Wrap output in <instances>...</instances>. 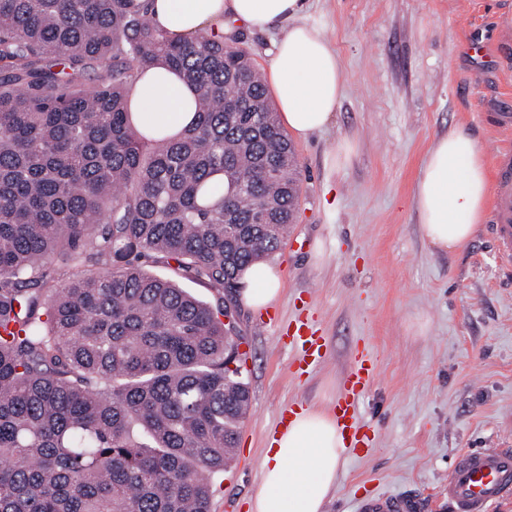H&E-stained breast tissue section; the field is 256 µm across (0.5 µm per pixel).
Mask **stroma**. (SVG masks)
Wrapping results in <instances>:
<instances>
[{
  "instance_id": "1",
  "label": "stroma",
  "mask_w": 512,
  "mask_h": 512,
  "mask_svg": "<svg viewBox=\"0 0 512 512\" xmlns=\"http://www.w3.org/2000/svg\"><path fill=\"white\" fill-rule=\"evenodd\" d=\"M308 20L335 48L344 91L331 125L293 142L295 221L270 257L279 300L234 312L251 400L211 512H248L281 411L333 408L361 349L377 365L360 413L376 441L346 451L324 512H353L371 488L437 506L462 451L512 446V281L486 227L464 249L433 248L412 194L436 138L464 129L486 155L493 114L512 113V0H310ZM473 36L494 55L475 81L463 49ZM305 311L329 357L300 378L263 318Z\"/></svg>"
}]
</instances>
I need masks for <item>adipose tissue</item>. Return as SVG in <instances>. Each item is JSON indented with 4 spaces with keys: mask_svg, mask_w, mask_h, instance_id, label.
Instances as JSON below:
<instances>
[{
    "mask_svg": "<svg viewBox=\"0 0 512 512\" xmlns=\"http://www.w3.org/2000/svg\"><path fill=\"white\" fill-rule=\"evenodd\" d=\"M308 0H150L153 25L174 40L201 32L232 35L237 28L279 37L269 81L280 120L297 138L324 130L343 94L341 61L322 28L307 20ZM194 89L167 67L138 74L130 118L145 133L178 136L195 118ZM489 179L478 143L462 129L430 146L413 191L424 237L444 251L464 248L484 221ZM240 301L261 310L281 293V276L268 261L242 274ZM343 437L330 411L307 407L273 441L249 512H323L336 486Z\"/></svg>",
    "mask_w": 512,
    "mask_h": 512,
    "instance_id": "adipose-tissue-1",
    "label": "adipose tissue"
}]
</instances>
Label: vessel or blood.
Wrapping results in <instances>:
<instances>
[{
  "label": "vessel or blood",
  "instance_id": "1",
  "mask_svg": "<svg viewBox=\"0 0 512 512\" xmlns=\"http://www.w3.org/2000/svg\"><path fill=\"white\" fill-rule=\"evenodd\" d=\"M498 185L492 207L491 233L502 263L512 267V149L494 143ZM281 343L295 350L298 376L309 375L328 360L327 342L308 315L279 327ZM376 374L370 354L358 356L348 372L333 414L344 444L368 448L374 429L361 425L358 410ZM512 498V448H487L460 455L448 472V504L452 512H493ZM428 505L409 494L370 492L359 498L358 512H426Z\"/></svg>",
  "mask_w": 512,
  "mask_h": 512
}]
</instances>
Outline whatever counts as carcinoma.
Listing matches in <instances>:
<instances>
[{"mask_svg": "<svg viewBox=\"0 0 512 512\" xmlns=\"http://www.w3.org/2000/svg\"><path fill=\"white\" fill-rule=\"evenodd\" d=\"M148 3L0 0V512H210L250 405L224 299L294 221L295 152L249 53ZM158 64L196 91L175 139L128 119Z\"/></svg>", "mask_w": 512, "mask_h": 512, "instance_id": "1", "label": "carcinoma"}]
</instances>
